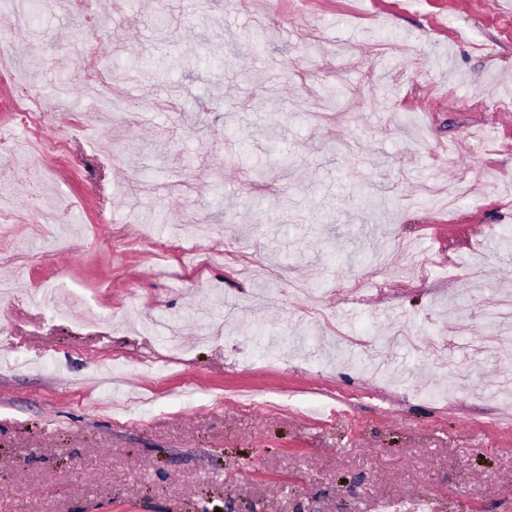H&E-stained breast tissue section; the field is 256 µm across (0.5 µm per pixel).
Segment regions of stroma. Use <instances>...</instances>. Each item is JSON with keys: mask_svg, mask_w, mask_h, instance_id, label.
<instances>
[{"mask_svg": "<svg viewBox=\"0 0 512 512\" xmlns=\"http://www.w3.org/2000/svg\"><path fill=\"white\" fill-rule=\"evenodd\" d=\"M1 56L0 512H512V0H19Z\"/></svg>", "mask_w": 512, "mask_h": 512, "instance_id": "obj_1", "label": "stroma"}]
</instances>
